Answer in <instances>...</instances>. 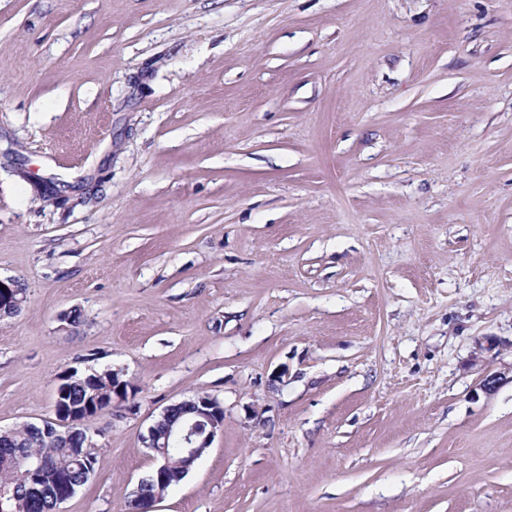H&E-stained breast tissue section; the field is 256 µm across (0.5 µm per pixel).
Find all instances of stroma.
Returning a JSON list of instances; mask_svg holds the SVG:
<instances>
[{"instance_id":"stroma-1","label":"stroma","mask_w":512,"mask_h":512,"mask_svg":"<svg viewBox=\"0 0 512 512\" xmlns=\"http://www.w3.org/2000/svg\"><path fill=\"white\" fill-rule=\"evenodd\" d=\"M0 280V430L132 386L63 512L202 392L155 512H512V0H0ZM184 402L187 403L184 417H170V408L173 406L171 405L164 408L147 429L144 440L146 447L153 452L155 467L152 472L158 491L153 496L142 494V479L131 501L130 512H155V504L161 499V489L165 493L169 487L165 488L171 481L178 484V480L189 473L223 430L224 408L216 399L210 396H197L178 404ZM162 422L164 427L159 429L158 426ZM167 452L172 456H177L178 453L179 455L172 460Z\"/></svg>"}]
</instances>
